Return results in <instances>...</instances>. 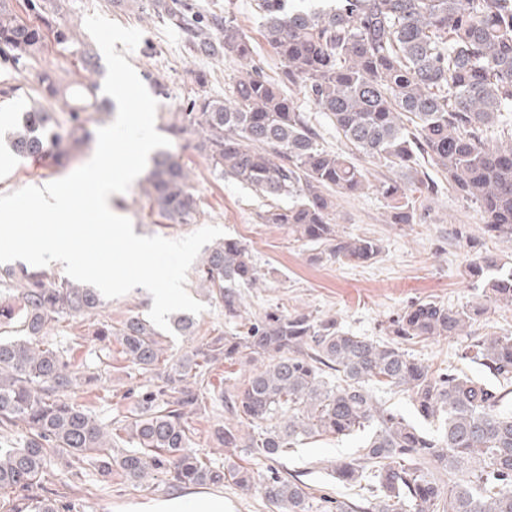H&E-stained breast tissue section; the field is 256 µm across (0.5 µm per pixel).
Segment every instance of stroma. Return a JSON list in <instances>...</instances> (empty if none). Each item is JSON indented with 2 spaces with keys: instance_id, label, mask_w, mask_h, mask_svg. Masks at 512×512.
<instances>
[{
  "instance_id": "35a3bbf8",
  "label": "stroma",
  "mask_w": 512,
  "mask_h": 512,
  "mask_svg": "<svg viewBox=\"0 0 512 512\" xmlns=\"http://www.w3.org/2000/svg\"><path fill=\"white\" fill-rule=\"evenodd\" d=\"M149 0H50L57 9L61 27L75 30L81 43L92 44L84 20L100 13L126 27L139 29L142 38L127 60L132 64L149 93L158 102L155 128L167 134L171 123L186 111L198 87L195 72H204L205 88L212 97L228 98L236 80L245 73L243 64L230 58L214 59L192 52L185 35L159 22ZM201 15L230 11L243 33L255 47V60L270 78H278L281 63L261 35L255 0H193ZM75 57L66 45L47 40L41 52L27 64L24 74L0 60V153L9 150L7 134L21 123L26 111L39 105L38 78L50 72L60 83L74 78ZM71 162L66 167H43L32 160L11 157L0 166V194L30 185H43L61 179L93 156L95 142L64 140ZM170 152L179 156L190 172L189 186L198 199V210L187 224H166L150 216L141 183L112 202L114 210L129 218L139 236L159 235L178 239L208 226L221 227L226 237L241 241L252 253L260 271L256 286L243 289L244 302L251 316L266 310L304 311L320 317H336L341 327L360 336L384 339L388 320L406 306L422 300H437L449 305L481 301V291L466 275V264L473 251L491 252L503 260L512 259V245L489 238L483 227L485 218L479 207L441 190L424 201L416 223L393 224L388 220L384 199L369 191L359 196L331 193L330 217L340 235L369 236L379 239L383 252L376 261L342 264L318 258L315 245L298 239L284 224H266L262 216L269 200L214 172L198 137L186 132L172 139ZM185 287L205 311L196 315V332L191 336L169 335L163 346L167 354L179 358L191 353L202 339L227 330L222 305L209 299L195 276H188ZM90 318H69L49 325L46 335L54 343L70 349L79 363L96 361L102 344L94 334ZM512 332V308L489 307L487 313L459 336L415 339L404 345L413 357L431 367L456 366L474 374L476 366L462 360L463 350L488 333ZM112 366L106 369L96 387H80L72 399L88 406L102 422H110L134 408L131 389L144 385L145 377L124 369L120 345H112ZM225 413L222 407L207 404L192 417L196 430L192 438L195 453L223 462L225 451L212 437ZM358 441L352 437H326L296 446L294 452L276 462V469L300 476L322 493L354 499L356 487L336 483L330 475L336 461L351 459ZM52 488H63L80 512H152L156 503L185 494H196V487L179 489L165 478L138 485L120 476L103 480L90 472L73 480L69 487L52 481ZM206 493L223 497L225 512H279L256 491L246 492L234 483L209 485Z\"/></svg>"
}]
</instances>
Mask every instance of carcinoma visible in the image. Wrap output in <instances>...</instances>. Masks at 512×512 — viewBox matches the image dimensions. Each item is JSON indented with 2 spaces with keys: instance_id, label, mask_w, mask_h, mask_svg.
Listing matches in <instances>:
<instances>
[{
  "instance_id": "1",
  "label": "carcinoma",
  "mask_w": 512,
  "mask_h": 512,
  "mask_svg": "<svg viewBox=\"0 0 512 512\" xmlns=\"http://www.w3.org/2000/svg\"><path fill=\"white\" fill-rule=\"evenodd\" d=\"M40 24L24 21L0 3V57L24 65L40 52L46 34L70 43L56 27L55 9L39 6ZM160 21L185 33L194 51L246 62L231 98L197 94L175 137L191 130L221 177L271 199H290L262 216L286 224L323 254L365 264L383 252L379 240L343 237L331 223L329 191H375L386 200L393 224H412L417 204L439 191L427 176L410 186L369 183L357 158L412 171L420 160L444 173L448 191L471 201L485 217V233L512 243V141L493 142V127L512 129V0H255L263 38L282 64L279 80L255 63L251 40L229 13L202 17L187 0H152ZM78 69L96 72L95 54L77 51ZM300 87L343 140L338 153L320 147L307 113L282 85ZM42 94L68 109L72 136L84 130L86 113L103 106L97 86L82 76L60 85L40 76ZM63 135L53 113L25 115L14 152L64 166ZM190 173L174 155L159 152L147 180L152 212L171 224H188L198 209ZM467 274L486 301L512 307V263L478 253ZM197 275L207 295L224 307L233 329L204 339L177 362L165 356L156 326L137 315L119 326L101 323L95 335L117 342L129 368L157 382L132 392V417L107 428L89 408L69 398L79 384L95 385L100 373L76 366L68 351L46 337L45 326L91 317L105 306L95 288L56 279L21 265L0 271V291L18 292V303H0V431L19 424L16 441H0V512H76L75 504L44 486L48 475L82 477L112 470L130 482L162 475L169 484L255 486L253 471L232 459L218 464L190 449L188 419L203 394L224 405L239 424L266 427L249 437L258 456L275 462L303 440L365 433L358 456L333 467L336 482L368 491L364 506L330 496L315 498L308 486L278 470L257 488L285 512H512V335H486L461 358L499 385L448 364L433 369L400 344L459 336L486 313L482 303L448 306L412 303L386 327L389 342L343 330L334 318L278 309L252 318L241 289L259 272L240 241L210 245ZM269 359L244 380L242 390L208 389L204 368L224 361ZM409 395L416 413L437 423L430 433L385 406L370 383ZM219 445L238 448L240 429H214ZM122 440L134 450L112 456Z\"/></svg>"
}]
</instances>
